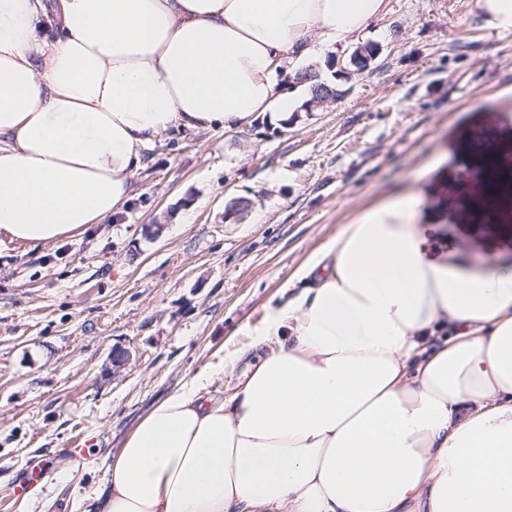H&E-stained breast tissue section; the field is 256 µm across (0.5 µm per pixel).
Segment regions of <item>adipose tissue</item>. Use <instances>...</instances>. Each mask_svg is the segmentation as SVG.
<instances>
[{"label": "adipose tissue", "instance_id": "adipose-tissue-1", "mask_svg": "<svg viewBox=\"0 0 512 512\" xmlns=\"http://www.w3.org/2000/svg\"><path fill=\"white\" fill-rule=\"evenodd\" d=\"M388 0H0V236L118 213L175 129L248 126ZM54 29L46 37V29ZM404 192L268 309L233 392L204 372L106 459L101 512H512V267L442 254Z\"/></svg>", "mask_w": 512, "mask_h": 512}]
</instances>
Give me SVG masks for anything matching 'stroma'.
Returning <instances> with one entry per match:
<instances>
[{"instance_id": "stroma-1", "label": "stroma", "mask_w": 512, "mask_h": 512, "mask_svg": "<svg viewBox=\"0 0 512 512\" xmlns=\"http://www.w3.org/2000/svg\"><path fill=\"white\" fill-rule=\"evenodd\" d=\"M389 6L359 39L369 68L349 45L310 63L340 97L166 134L121 213L41 247L0 237V512H94L104 457L247 345L307 257L390 195L451 212L435 227L450 253L512 264V231L460 204L477 184L459 155L476 128L512 123V32L484 27L472 0ZM238 197L252 205L235 222Z\"/></svg>"}]
</instances>
